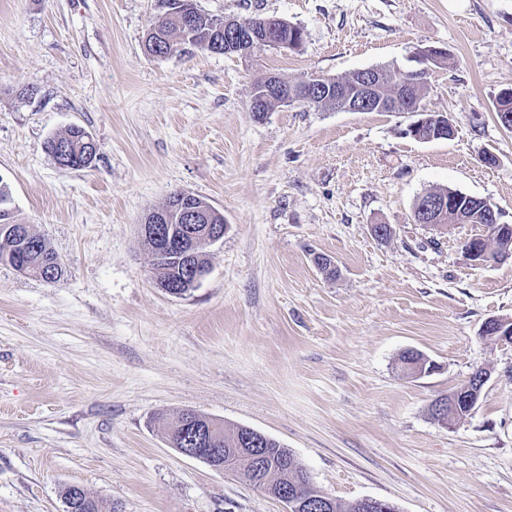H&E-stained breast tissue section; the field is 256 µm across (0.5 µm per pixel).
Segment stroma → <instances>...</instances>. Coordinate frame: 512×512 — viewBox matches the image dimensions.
<instances>
[{"label": "stroma", "mask_w": 512, "mask_h": 512, "mask_svg": "<svg viewBox=\"0 0 512 512\" xmlns=\"http://www.w3.org/2000/svg\"><path fill=\"white\" fill-rule=\"evenodd\" d=\"M196 6L285 20L303 45L153 57L159 0H0V180L64 264L54 283L0 264V512H64L67 485L102 512H283L243 474L169 447L162 420L188 409L278 440L342 502L512 512V345L480 334L512 319V261L466 260L481 226L413 221L419 195L450 188L512 224V131L494 109L512 86V0ZM427 46L448 51L425 105L451 115V139L402 137L408 112L250 110L267 74L404 67ZM73 125L97 144L78 170L45 149ZM179 191L226 230L208 275L175 297L157 288L139 225ZM408 350L434 370L405 371ZM479 368L490 378L475 409L434 419L432 402Z\"/></svg>", "instance_id": "obj_1"}]
</instances>
